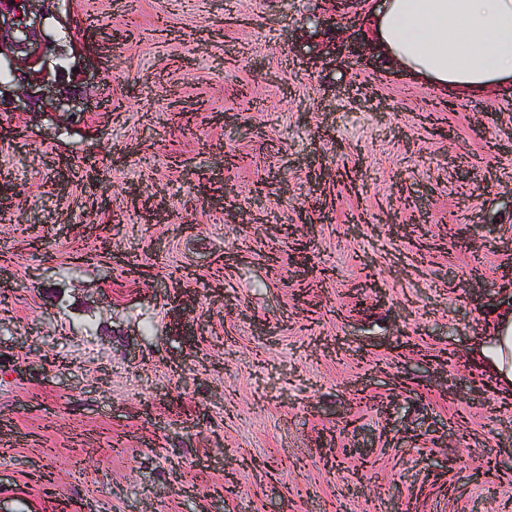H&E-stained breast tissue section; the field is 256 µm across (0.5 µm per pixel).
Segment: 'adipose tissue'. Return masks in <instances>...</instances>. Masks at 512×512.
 I'll return each instance as SVG.
<instances>
[{
  "mask_svg": "<svg viewBox=\"0 0 512 512\" xmlns=\"http://www.w3.org/2000/svg\"><path fill=\"white\" fill-rule=\"evenodd\" d=\"M365 22L377 54L439 89L480 93L512 82V0H387ZM480 357L512 387L511 314Z\"/></svg>",
  "mask_w": 512,
  "mask_h": 512,
  "instance_id": "1",
  "label": "adipose tissue"
}]
</instances>
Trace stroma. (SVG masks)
I'll return each mask as SVG.
<instances>
[{
    "instance_id": "35a3bbf8",
    "label": "stroma",
    "mask_w": 512,
    "mask_h": 512,
    "mask_svg": "<svg viewBox=\"0 0 512 512\" xmlns=\"http://www.w3.org/2000/svg\"><path fill=\"white\" fill-rule=\"evenodd\" d=\"M348 2L10 12L0 512H512V398L479 357L512 313V85L398 73L361 21L381 0Z\"/></svg>"
}]
</instances>
